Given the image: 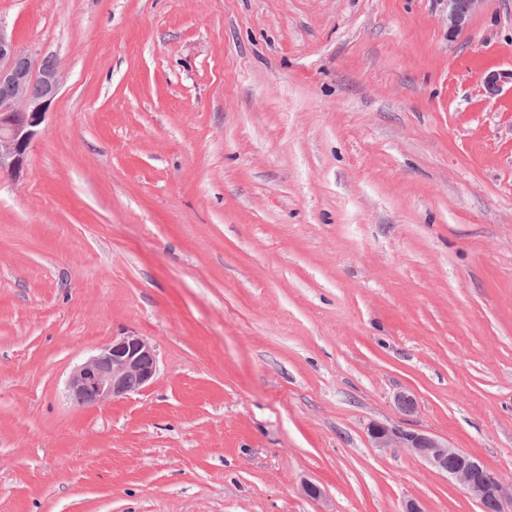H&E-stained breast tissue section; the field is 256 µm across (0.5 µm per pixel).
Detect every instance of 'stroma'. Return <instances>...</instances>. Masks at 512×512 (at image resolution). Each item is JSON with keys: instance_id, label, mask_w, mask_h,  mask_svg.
Instances as JSON below:
<instances>
[{"instance_id": "obj_1", "label": "stroma", "mask_w": 512, "mask_h": 512, "mask_svg": "<svg viewBox=\"0 0 512 512\" xmlns=\"http://www.w3.org/2000/svg\"><path fill=\"white\" fill-rule=\"evenodd\" d=\"M0 23L63 75L27 176L0 173V512H481L373 423L512 482V92L482 91L512 0L453 38L442 0ZM129 333L153 383L71 400Z\"/></svg>"}]
</instances>
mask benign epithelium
<instances>
[{
  "mask_svg": "<svg viewBox=\"0 0 512 512\" xmlns=\"http://www.w3.org/2000/svg\"><path fill=\"white\" fill-rule=\"evenodd\" d=\"M448 35L461 34L486 0H445ZM512 84V70L491 71L484 78L485 93L495 97ZM62 84L59 66L36 68L13 35L0 24V173L13 179L26 173L30 145L44 122ZM158 372L154 346L135 334L112 338V343L77 366L68 381L70 397L81 405H98L146 389ZM372 447L401 448L454 481L479 506L496 503L498 512L512 504V489L501 476L475 456L448 440L423 431L374 423L368 428Z\"/></svg>",
  "mask_w": 512,
  "mask_h": 512,
  "instance_id": "benign-epithelium-1",
  "label": "benign epithelium"
}]
</instances>
